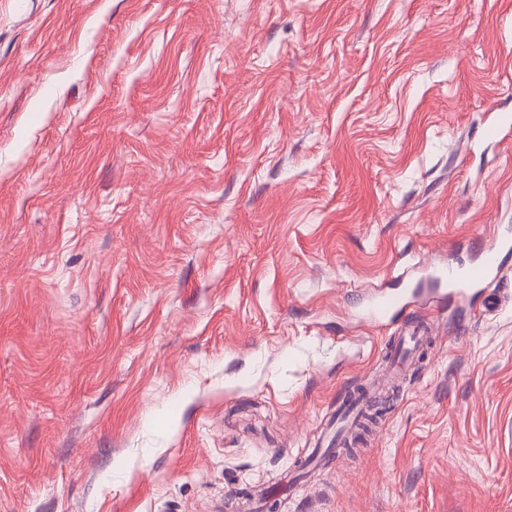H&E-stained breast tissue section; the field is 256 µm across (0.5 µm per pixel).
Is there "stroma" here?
Listing matches in <instances>:
<instances>
[{"instance_id": "1", "label": "stroma", "mask_w": 512, "mask_h": 512, "mask_svg": "<svg viewBox=\"0 0 512 512\" xmlns=\"http://www.w3.org/2000/svg\"><path fill=\"white\" fill-rule=\"evenodd\" d=\"M493 226L512 0H0V512H512V260L288 483ZM408 303L397 295L381 294L376 296L368 311L367 318L377 324L384 320L389 313H405L404 319L406 321L398 327V336H393L394 350L391 352L389 362V370L392 376H397L403 362L409 358L415 351L427 341L428 336H425V331L420 325L418 320L409 318L412 316L411 312H406Z\"/></svg>"}]
</instances>
